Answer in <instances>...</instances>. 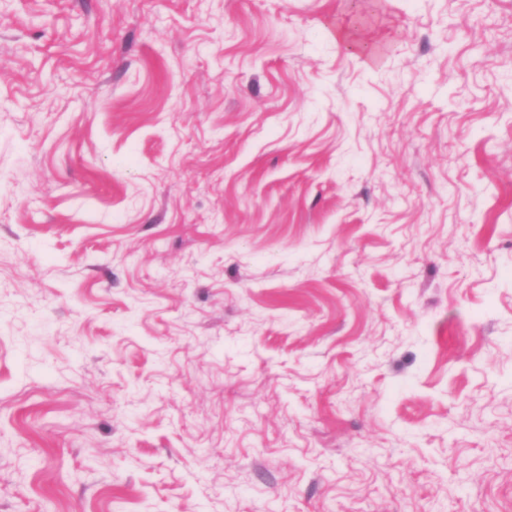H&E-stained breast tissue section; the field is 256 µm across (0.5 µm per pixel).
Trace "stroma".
<instances>
[{"label":"stroma","mask_w":512,"mask_h":512,"mask_svg":"<svg viewBox=\"0 0 512 512\" xmlns=\"http://www.w3.org/2000/svg\"><path fill=\"white\" fill-rule=\"evenodd\" d=\"M0 512H512V0H0Z\"/></svg>","instance_id":"stroma-1"}]
</instances>
